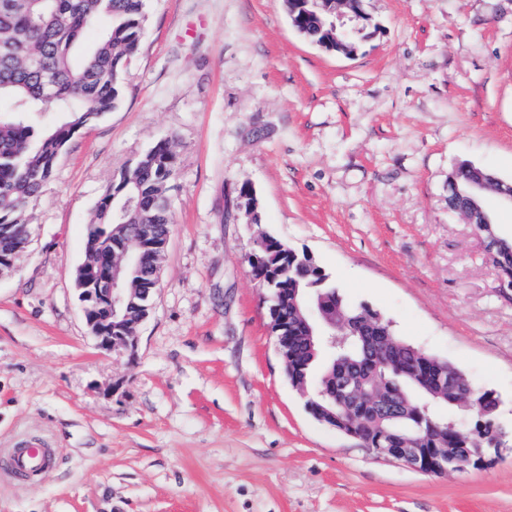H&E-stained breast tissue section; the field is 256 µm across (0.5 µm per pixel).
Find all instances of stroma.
<instances>
[{"label":"stroma","mask_w":512,"mask_h":512,"mask_svg":"<svg viewBox=\"0 0 512 512\" xmlns=\"http://www.w3.org/2000/svg\"><path fill=\"white\" fill-rule=\"evenodd\" d=\"M344 56L284 0H147L120 105L29 205L0 275V512H512V295L448 208L468 163L512 183V0H365ZM174 139L173 224L134 353L104 355L75 287L103 190ZM251 183L259 207L238 205ZM312 256L352 303L500 401V456L417 473L316 421L250 274L261 235ZM8 460L12 470L21 477L33 478L52 466V448H10Z\"/></svg>","instance_id":"1"}]
</instances>
